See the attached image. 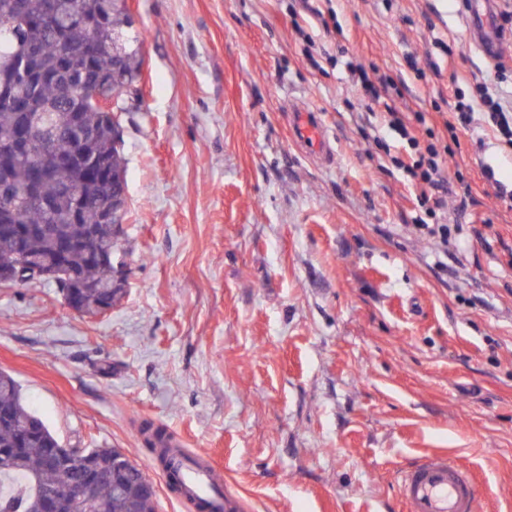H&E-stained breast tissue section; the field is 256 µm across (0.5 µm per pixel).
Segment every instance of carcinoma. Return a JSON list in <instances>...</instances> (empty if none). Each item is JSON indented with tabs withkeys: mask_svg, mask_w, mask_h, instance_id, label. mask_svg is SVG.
Returning a JSON list of instances; mask_svg holds the SVG:
<instances>
[{
	"mask_svg": "<svg viewBox=\"0 0 512 512\" xmlns=\"http://www.w3.org/2000/svg\"><path fill=\"white\" fill-rule=\"evenodd\" d=\"M50 3L60 15L95 21L104 14L106 23L96 30L79 23L56 30L35 22ZM132 26L126 0H0V217L42 226L20 249L9 225L0 223V286H13L18 270L41 261L54 270L49 282L62 297L75 295L77 313L87 317L112 311L125 295L115 286V266L82 246L91 230L97 250L116 246L120 232L100 223V209L125 192L124 140L90 98L70 93L60 69L69 58L91 80L92 92L123 100L141 73L137 37L127 35ZM16 96L24 99L25 112L50 128L55 150L71 151L80 130L88 132L86 155L41 185V193L54 203L50 213L23 205L39 146L18 148ZM140 434L156 450L166 475L179 476L177 451L166 429L145 421ZM52 451L62 457L81 454L100 470L99 494L112 512H154V496L143 492L145 474L139 468L128 460L118 465L113 448L64 447L28 408L15 378L1 369L0 479L10 486L0 491V512H43V493L75 478L67 469L44 465Z\"/></svg>",
	"mask_w": 512,
	"mask_h": 512,
	"instance_id": "cac0c4a2",
	"label": "carcinoma"
}]
</instances>
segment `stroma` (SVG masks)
<instances>
[{
    "instance_id": "obj_1",
    "label": "stroma",
    "mask_w": 512,
    "mask_h": 512,
    "mask_svg": "<svg viewBox=\"0 0 512 512\" xmlns=\"http://www.w3.org/2000/svg\"><path fill=\"white\" fill-rule=\"evenodd\" d=\"M128 2L126 295L89 319L56 288L0 287V369L63 445L141 469L156 512L193 510L145 419L206 450L246 512H406L393 474L431 453L469 470L484 512H512V148L480 116L445 127L454 89L512 92V70L456 0ZM343 51L398 92L367 110ZM301 100L331 165L293 143ZM389 108L451 143L447 254L410 227L417 190L390 161L405 141L366 138ZM140 434L143 437L145 445L156 450L158 459L161 461L163 471L167 477L175 476L180 482L179 493L182 492V482L179 475V469L175 463L178 455L176 449L170 448L171 436L162 426L155 425L153 422L144 421L140 426Z\"/></svg>"
}]
</instances>
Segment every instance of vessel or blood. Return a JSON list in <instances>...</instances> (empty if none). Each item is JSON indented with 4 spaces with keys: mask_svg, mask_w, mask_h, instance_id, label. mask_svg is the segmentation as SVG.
<instances>
[{
    "mask_svg": "<svg viewBox=\"0 0 512 512\" xmlns=\"http://www.w3.org/2000/svg\"><path fill=\"white\" fill-rule=\"evenodd\" d=\"M490 0H478L471 12V27L488 57L501 54L503 45L493 24ZM294 140L310 157L330 159L331 140L318 114L305 102L293 109ZM204 451L186 452L183 479L189 497H208L215 512H241V500L231 492L215 494L224 482L222 471L205 465ZM397 484L407 512H482L476 484L468 471L445 455H432L399 470Z\"/></svg>",
    "mask_w": 512,
    "mask_h": 512,
    "instance_id": "b4317fda",
    "label": "vessel or blood"
}]
</instances>
